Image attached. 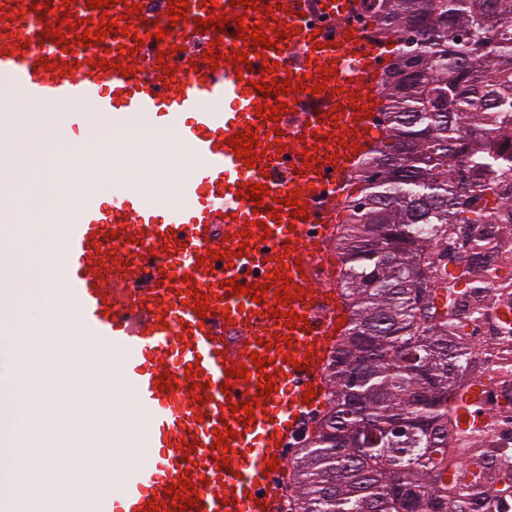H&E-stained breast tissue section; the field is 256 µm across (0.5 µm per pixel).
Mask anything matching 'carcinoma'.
<instances>
[{"mask_svg":"<svg viewBox=\"0 0 512 512\" xmlns=\"http://www.w3.org/2000/svg\"><path fill=\"white\" fill-rule=\"evenodd\" d=\"M398 44L375 83L388 143L366 153L336 251L350 325L328 406L296 450L295 512H448L458 309L431 284L483 277L470 224L512 199V0H374Z\"/></svg>","mask_w":512,"mask_h":512,"instance_id":"1","label":"carcinoma"}]
</instances>
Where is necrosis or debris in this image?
Returning a JSON list of instances; mask_svg holds the SVG:
<instances>
[{
	"instance_id": "obj_1",
	"label": "necrosis or debris",
	"mask_w": 512,
	"mask_h": 512,
	"mask_svg": "<svg viewBox=\"0 0 512 512\" xmlns=\"http://www.w3.org/2000/svg\"><path fill=\"white\" fill-rule=\"evenodd\" d=\"M473 243L492 256L481 284L459 281L451 297L466 314L458 339L468 348L448 396V455L459 478L448 490L457 512L475 496L482 512H512V236L471 227Z\"/></svg>"
}]
</instances>
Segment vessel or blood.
Listing matches in <instances>:
<instances>
[{
	"label": "vessel or blood",
	"mask_w": 512,
	"mask_h": 512,
	"mask_svg": "<svg viewBox=\"0 0 512 512\" xmlns=\"http://www.w3.org/2000/svg\"><path fill=\"white\" fill-rule=\"evenodd\" d=\"M168 9L169 0H114L103 10L87 0H0V77L25 101L48 104L59 130L80 128L95 140L103 115L112 138L142 126L174 129L185 152L184 167L156 177L154 191L124 180L117 165L111 205L91 187L76 215L53 216L59 255L47 311L72 317L77 340L95 344L83 381L98 385L99 358L111 360L113 393L149 425L148 461L119 466L107 489L85 487L69 512H144L152 501L160 512H180L173 491L188 482L196 491L187 512H285L289 459L327 403L328 365L347 327L337 230L356 152L384 139L378 113L365 106L395 49L358 22L360 0H187L181 32L148 37L146 18ZM266 14L275 30L294 28L292 39L262 59L257 45L247 46L250 67L236 72L227 54L240 28ZM121 16L127 31L93 46L74 47L73 30L61 42L44 34L62 17L97 32L102 18ZM221 16L222 30L199 25ZM209 50L216 61L203 59ZM104 57L113 68L100 67ZM263 79L290 81L299 92L263 96ZM284 103L292 109L280 119L256 115L258 106ZM246 131L262 139L250 164L228 144ZM172 180L176 196L167 201ZM257 183L267 188L262 201L241 194ZM294 193L304 217L285 204ZM279 273L290 283L284 317L273 316L267 287ZM230 279L245 294L227 288ZM256 284L264 291L255 300L248 290ZM299 286L306 298H296ZM198 292L209 301L203 317ZM254 353L264 371L233 376ZM267 379L274 389L266 406L243 411ZM194 393L201 402L192 403ZM272 459L277 469H268ZM0 512H31L27 492L0 484Z\"/></svg>",
	"instance_id": "1"
}]
</instances>
